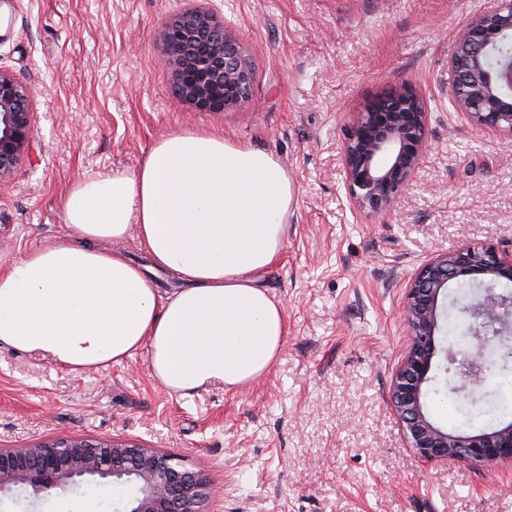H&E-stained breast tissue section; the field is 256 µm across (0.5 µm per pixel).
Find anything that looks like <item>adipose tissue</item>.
Instances as JSON below:
<instances>
[{
	"mask_svg": "<svg viewBox=\"0 0 512 512\" xmlns=\"http://www.w3.org/2000/svg\"><path fill=\"white\" fill-rule=\"evenodd\" d=\"M292 202L270 152L216 134L162 137L135 171L72 186L64 240L0 265V346L73 371L143 352L154 379L182 397L251 383L287 334L259 277L277 263ZM130 236L181 289L160 293L105 247Z\"/></svg>",
	"mask_w": 512,
	"mask_h": 512,
	"instance_id": "obj_1",
	"label": "adipose tissue"
}]
</instances>
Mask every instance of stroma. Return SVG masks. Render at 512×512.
I'll list each match as a JSON object with an SVG mask.
<instances>
[{"instance_id": "stroma-1", "label": "stroma", "mask_w": 512, "mask_h": 512, "mask_svg": "<svg viewBox=\"0 0 512 512\" xmlns=\"http://www.w3.org/2000/svg\"><path fill=\"white\" fill-rule=\"evenodd\" d=\"M499 0H0V69L29 88V161L0 187V264L67 233L78 180L134 171L162 137L194 130L271 152L294 189L277 266L262 283L288 334L271 369L187 397L152 377L146 354L72 371L0 347V449L66 437L125 438L179 456L209 484L206 512H512V467L426 465L406 446L390 387L410 336L405 287L459 245L512 252V136L471 126L450 101L455 38ZM203 10L254 63L248 101L201 112L174 91L163 31ZM431 114L432 146L394 211L349 207L341 143L358 112L402 84ZM498 346L480 389L438 367L432 419L472 431L512 400ZM123 512L116 489L51 491L0 512Z\"/></svg>"}]
</instances>
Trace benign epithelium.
<instances>
[{
    "instance_id": "1",
    "label": "benign epithelium",
    "mask_w": 512,
    "mask_h": 512,
    "mask_svg": "<svg viewBox=\"0 0 512 512\" xmlns=\"http://www.w3.org/2000/svg\"><path fill=\"white\" fill-rule=\"evenodd\" d=\"M164 41L175 69L174 88L184 102L203 112H227L249 99L253 64L234 35L206 11L190 13L167 25ZM512 0H500L490 13L473 16L458 35L450 59L451 100L468 122L481 130L512 135ZM498 57L492 70L485 63ZM37 116L30 93L0 69V185L29 157ZM432 131L423 94L403 84L358 113L341 154L347 199L362 218L395 209L418 174ZM479 276L483 295L467 310L469 320L498 332L512 321V298L497 292L512 281V253L491 245L463 243L422 264L406 288L404 318L410 343L391 385V402L407 447L426 463L465 460L476 466L512 463V423L475 434H456L429 415L426 385L438 353L474 386L486 376L484 333L473 330L471 358L439 350V298L454 280ZM130 486L128 512H203L206 487L199 475L172 455L143 444L70 438L26 448L0 450V497L23 488L38 498L65 491L85 480Z\"/></svg>"
}]
</instances>
